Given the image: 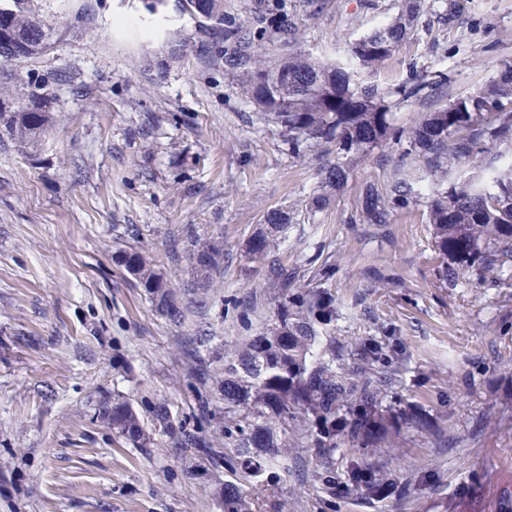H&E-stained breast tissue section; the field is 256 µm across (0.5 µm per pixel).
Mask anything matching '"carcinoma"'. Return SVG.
I'll use <instances>...</instances> for the list:
<instances>
[{
	"instance_id": "cac0c4a2",
	"label": "carcinoma",
	"mask_w": 512,
	"mask_h": 512,
	"mask_svg": "<svg viewBox=\"0 0 512 512\" xmlns=\"http://www.w3.org/2000/svg\"><path fill=\"white\" fill-rule=\"evenodd\" d=\"M42 0H12L0 12V63L13 64L40 54L49 38L39 26ZM421 0H403L398 16L384 27L351 44L347 54L332 63H319L302 53L270 63L261 41L249 37L245 50L224 58L238 71L245 99L262 112L263 120L278 126L288 151L300 155L317 146L338 154L367 155L395 144L411 162L385 193L364 187L352 224H375L388 229L401 211L424 206L438 254V279L450 287L468 276L487 280L512 267V162H484L491 150L512 142V64L504 63L484 85L447 99L448 76L443 72L416 73L392 91L361 80V72L384 63L417 24ZM206 29L224 32L237 42L240 31L225 25L224 0H208L198 16ZM47 85L37 80L25 87V99H0V147L27 149L45 136L52 118L46 110ZM432 100L436 107L408 129L393 124L394 101ZM322 184L339 187L348 180L344 163L327 162L320 170ZM282 212L267 214V229L248 243L250 258L263 265L265 284L274 289V318L253 327L248 307L240 298L229 303L241 310L246 335L215 357L222 367L199 368L224 400V411L203 415L215 433L235 442L237 455L228 466L239 467L255 482L273 485L288 472L293 449L308 448L315 462L330 470L341 442L362 448H397L404 431L432 434L437 421L414 402H393L384 409L379 393L387 377L369 376L403 360L404 348L395 330L372 336L358 348L362 366L346 380L336 372V348L318 349L317 328L336 322V298L322 285L336 278V265L324 260L315 269L314 287L300 285L298 268L279 255L275 232L285 225ZM189 258L197 281L178 293L150 267L139 251L122 256L126 269L139 279L155 309L173 322L184 309L203 301L210 276L224 267L219 240L190 239ZM155 420L173 431L172 415L164 403L153 409ZM112 423L133 447L143 444L138 417L126 403L103 407ZM349 477H368L388 491L393 482L370 465L355 466ZM224 512H252L255 503L233 484L224 485Z\"/></svg>"
}]
</instances>
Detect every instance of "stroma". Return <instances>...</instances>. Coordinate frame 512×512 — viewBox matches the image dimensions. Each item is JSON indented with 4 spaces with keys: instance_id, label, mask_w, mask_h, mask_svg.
Segmentation results:
<instances>
[{
    "instance_id": "stroma-1",
    "label": "stroma",
    "mask_w": 512,
    "mask_h": 512,
    "mask_svg": "<svg viewBox=\"0 0 512 512\" xmlns=\"http://www.w3.org/2000/svg\"><path fill=\"white\" fill-rule=\"evenodd\" d=\"M45 0L50 47L19 66L51 92V127L37 155L0 149V512H222L226 484L257 498L255 512H512V271L486 282L440 284L423 207L397 213L389 232L353 224L366 185L387 188L394 165L351 155L348 182L325 191L312 150L288 152L224 69L223 38L164 0ZM298 29L275 30L279 7ZM402 0H224L227 21L264 37L267 57L293 51L341 58L351 42L390 23ZM424 13L370 81L390 89L415 72L444 69L448 95L485 84L512 62V0H424ZM330 203L314 209V196ZM288 217L280 256L304 266L321 252L338 271V317L329 335L336 370L350 376L357 347L380 326L396 329L406 356L389 372V396L437 415L439 434L407 431L400 448L345 442L333 473L365 463L396 486L375 503L328 492L306 449L287 476L254 492L228 469L231 445L203 454L181 445L197 430L189 336L214 347L242 334L221 315L229 295L257 297L273 316L263 269L247 255L269 211ZM224 244L204 308L173 323L156 313L120 263L143 252L172 287L196 278L177 241L186 231ZM389 275L378 288L368 269ZM129 404L146 435L134 448L100 414ZM167 404L175 431L156 429ZM195 478H186V471Z\"/></svg>"
}]
</instances>
